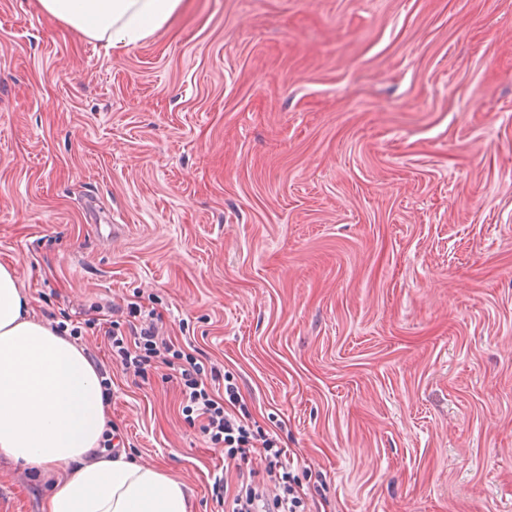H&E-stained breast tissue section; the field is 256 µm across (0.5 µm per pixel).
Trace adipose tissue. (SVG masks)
<instances>
[{"label":"adipose tissue","mask_w":512,"mask_h":512,"mask_svg":"<svg viewBox=\"0 0 512 512\" xmlns=\"http://www.w3.org/2000/svg\"><path fill=\"white\" fill-rule=\"evenodd\" d=\"M181 0H38L45 13L111 45L162 28ZM111 416L84 349L34 317L13 267L0 264V458L47 482L43 512H193L169 469L107 453Z\"/></svg>","instance_id":"adipose-tissue-1"}]
</instances>
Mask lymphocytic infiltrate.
<instances>
[{
	"mask_svg": "<svg viewBox=\"0 0 512 512\" xmlns=\"http://www.w3.org/2000/svg\"><path fill=\"white\" fill-rule=\"evenodd\" d=\"M113 362L137 375H145L153 364H179L183 412L201 417V432L207 443L223 449L225 460L243 464L253 448L264 451V471L279 485L278 494L266 497L254 475L242 478L232 497V512H305V501L284 461L286 450L279 438L254 428L240 407V391L232 374L224 376V393L215 395L203 380V362L166 340L155 322L132 327L130 335L106 331Z\"/></svg>",
	"mask_w": 512,
	"mask_h": 512,
	"instance_id": "1",
	"label": "lymphocytic infiltrate"
}]
</instances>
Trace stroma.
I'll list each match as a JSON object with an SVG mask.
<instances>
[{
    "label": "stroma",
    "mask_w": 512,
    "mask_h": 512,
    "mask_svg": "<svg viewBox=\"0 0 512 512\" xmlns=\"http://www.w3.org/2000/svg\"><path fill=\"white\" fill-rule=\"evenodd\" d=\"M0 263L65 333L156 310L307 512H512V0H182L113 49L0 0ZM77 343L124 449L228 512L176 371ZM42 489L0 458V512Z\"/></svg>",
    "instance_id": "1"
}]
</instances>
